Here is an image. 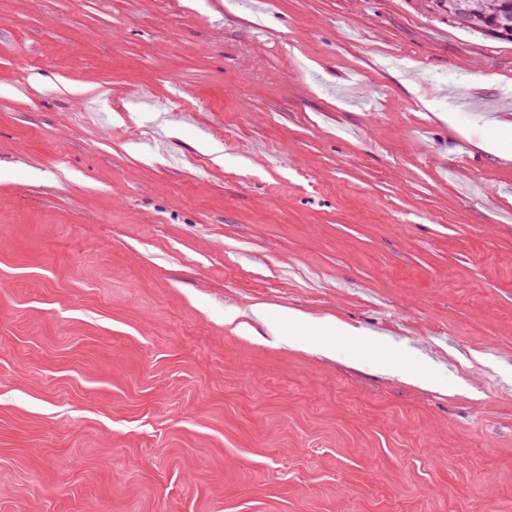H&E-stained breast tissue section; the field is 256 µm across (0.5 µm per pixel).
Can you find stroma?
<instances>
[{
	"label": "stroma",
	"mask_w": 512,
	"mask_h": 512,
	"mask_svg": "<svg viewBox=\"0 0 512 512\" xmlns=\"http://www.w3.org/2000/svg\"><path fill=\"white\" fill-rule=\"evenodd\" d=\"M487 141L421 0H0V512H512Z\"/></svg>",
	"instance_id": "obj_1"
}]
</instances>
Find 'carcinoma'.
Masks as SVG:
<instances>
[{"mask_svg": "<svg viewBox=\"0 0 512 512\" xmlns=\"http://www.w3.org/2000/svg\"><path fill=\"white\" fill-rule=\"evenodd\" d=\"M470 4V21L465 30L499 41L512 42V0H428L426 6L455 22L458 4Z\"/></svg>", "mask_w": 512, "mask_h": 512, "instance_id": "obj_1", "label": "carcinoma"}]
</instances>
